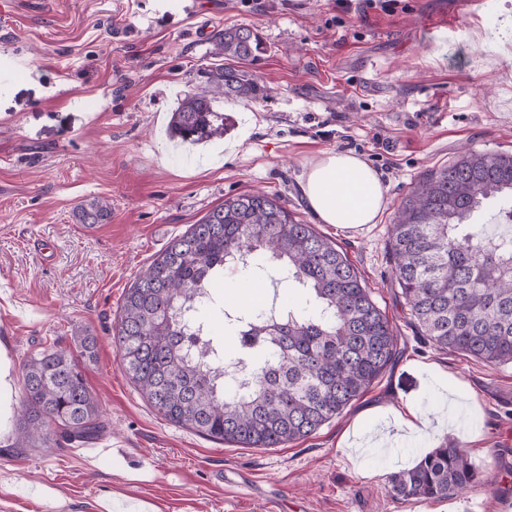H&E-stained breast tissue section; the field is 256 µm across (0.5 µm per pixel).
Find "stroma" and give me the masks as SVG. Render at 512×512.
Wrapping results in <instances>:
<instances>
[{
	"mask_svg": "<svg viewBox=\"0 0 512 512\" xmlns=\"http://www.w3.org/2000/svg\"><path fill=\"white\" fill-rule=\"evenodd\" d=\"M256 29L263 98L195 147L167 126L212 36ZM512 154V0H0V512H500L512 497V366L441 350L394 282L389 229L429 171L465 150ZM346 150L380 173L387 206L356 229L316 224L304 167ZM256 189L347 252L398 336V356L315 434L280 448L211 440L156 414L121 364L124 296L167 242ZM106 197L109 223H75ZM98 339L85 375L102 412L82 445L20 448L25 358ZM414 408L419 421L374 414ZM485 482L402 499L393 473L444 435ZM247 475L243 492L225 474Z\"/></svg>",
	"mask_w": 512,
	"mask_h": 512,
	"instance_id": "obj_1",
	"label": "stroma"
}]
</instances>
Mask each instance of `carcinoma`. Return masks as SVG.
Returning a JSON list of instances; mask_svg holds the SVG:
<instances>
[{
  "label": "carcinoma",
  "mask_w": 512,
  "mask_h": 512,
  "mask_svg": "<svg viewBox=\"0 0 512 512\" xmlns=\"http://www.w3.org/2000/svg\"><path fill=\"white\" fill-rule=\"evenodd\" d=\"M222 62L197 72L169 133L197 144L224 136L226 99L266 89L241 68L265 51L245 26L213 35ZM110 202L75 207L79 224L106 223ZM393 276L423 336L440 349L512 365V155L472 152L427 173L390 227ZM233 267L309 299L270 298L241 313L210 283ZM126 374L164 420L209 439L277 448L308 437L366 393L396 358L397 336L346 252L262 191L214 206L172 239L128 288L118 325ZM98 339H77L80 358L43 350L23 365L26 400L15 420L23 448H61L103 429L81 361ZM54 432H48V427ZM482 482L457 441L445 438L412 468L391 475L403 499H441Z\"/></svg>",
  "instance_id": "1"
}]
</instances>
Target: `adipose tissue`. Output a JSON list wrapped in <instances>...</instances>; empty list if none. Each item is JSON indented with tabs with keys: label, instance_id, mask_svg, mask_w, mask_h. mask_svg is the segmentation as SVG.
<instances>
[{
	"label": "adipose tissue",
	"instance_id": "adipose-tissue-1",
	"mask_svg": "<svg viewBox=\"0 0 512 512\" xmlns=\"http://www.w3.org/2000/svg\"><path fill=\"white\" fill-rule=\"evenodd\" d=\"M299 186L314 217L342 229L374 223L387 205V189L376 170L345 151L308 163Z\"/></svg>",
	"mask_w": 512,
	"mask_h": 512
}]
</instances>
